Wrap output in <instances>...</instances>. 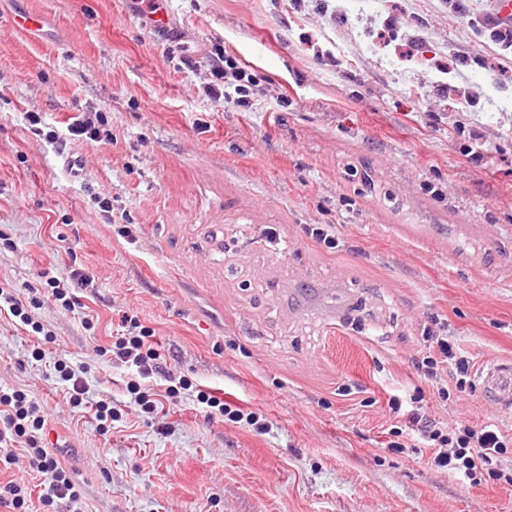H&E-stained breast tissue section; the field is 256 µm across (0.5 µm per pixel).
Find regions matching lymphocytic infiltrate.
Listing matches in <instances>:
<instances>
[{
	"label": "lymphocytic infiltrate",
	"mask_w": 512,
	"mask_h": 512,
	"mask_svg": "<svg viewBox=\"0 0 512 512\" xmlns=\"http://www.w3.org/2000/svg\"><path fill=\"white\" fill-rule=\"evenodd\" d=\"M211 75L213 80L207 86V93L213 98L226 96L227 92H235L238 106H248L249 75L234 64L215 61ZM122 323L127 324L126 334L116 337L112 346L102 349L101 354L124 363H132L138 377L129 381L127 388L134 394L135 400L144 412L152 413L161 409L159 401L147 398L140 391L139 379H146L163 373L164 367L160 354L154 347V332L142 326L137 319L122 316ZM425 353L416 360L415 367L425 377H436L439 368H447L455 383V392L465 393L472 387V359L448 337L429 333L423 338ZM54 370L60 379L68 385L69 401L73 407H92L99 424L115 421L117 413L111 400L101 398L91 400L90 388L85 375L86 367H74L67 362L58 361ZM189 392L200 404L215 409L220 415L226 416L232 422H246L258 431H266L267 426L261 423L255 413H246L231 408L223 400L212 393L192 388L188 381H179L178 385L168 386V397H178L180 392ZM451 391V392H454ZM450 391L440 390L442 399H449ZM421 392H414L410 397L411 410H403L399 398H391L389 406L393 413H405L408 418L406 428H394V439L389 442V449L399 452L404 448L400 438L404 430L417 432L425 447L433 451L432 462L436 467L447 469L449 473L461 479L470 481L504 480L505 474L500 467V458L505 455L512 441L508 440L492 422H484L478 426L459 424L456 426H441L424 418L418 406L422 402ZM45 417L38 406L28 399L21 390L0 391V444L13 446L14 443L24 442L32 465L42 473L51 475L50 492L42 498L45 507H56L58 501L78 503L80 494L68 475L66 465H63L58 455L49 453L38 441L36 434L43 430Z\"/></svg>",
	"instance_id": "1"
}]
</instances>
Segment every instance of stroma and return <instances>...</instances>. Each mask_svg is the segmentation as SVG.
Wrapping results in <instances>:
<instances>
[{
  "label": "stroma",
  "mask_w": 512,
  "mask_h": 512,
  "mask_svg": "<svg viewBox=\"0 0 512 512\" xmlns=\"http://www.w3.org/2000/svg\"><path fill=\"white\" fill-rule=\"evenodd\" d=\"M159 5L161 33L135 0H0V284L53 337L0 316V389L78 448L76 512H512L511 485L384 447L389 398L416 390L429 418L512 438V406L478 383L441 400L451 377L414 366L428 329L473 375L512 362V45L492 0ZM24 11L38 30L16 29ZM220 56L251 74L250 107L206 95ZM99 112L110 139L67 137ZM50 266L93 277L75 310L44 287ZM322 275L332 316L297 291ZM125 314L164 361L145 391L188 379L267 433L186 398L142 413L128 368L99 355ZM60 359L119 409L107 432L69 404Z\"/></svg>",
  "instance_id": "35a3bbf8"
}]
</instances>
